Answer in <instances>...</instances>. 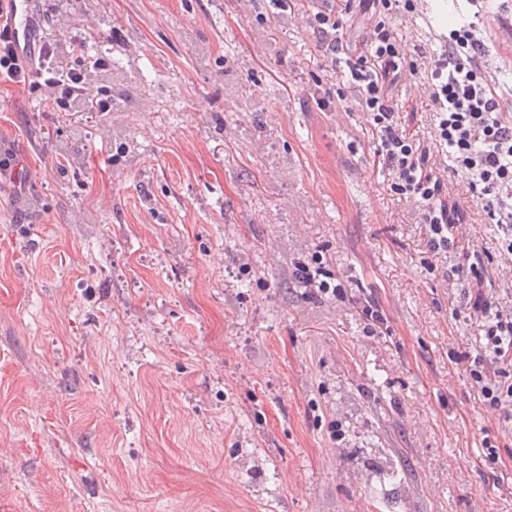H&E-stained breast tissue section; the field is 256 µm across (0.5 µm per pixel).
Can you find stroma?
I'll use <instances>...</instances> for the list:
<instances>
[{
	"label": "stroma",
	"instance_id": "1",
	"mask_svg": "<svg viewBox=\"0 0 512 512\" xmlns=\"http://www.w3.org/2000/svg\"><path fill=\"white\" fill-rule=\"evenodd\" d=\"M31 2L62 64L88 37V82L114 105L0 82V512H512V421L458 358L478 331L448 275L482 258V292L510 301L512 257L443 155L463 237L427 249L315 0ZM395 30L426 79L421 11ZM392 94L434 148L425 100ZM315 255L346 299L306 296L296 266ZM396 459L401 482L380 475Z\"/></svg>",
	"mask_w": 512,
	"mask_h": 512
}]
</instances>
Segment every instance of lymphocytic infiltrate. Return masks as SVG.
Listing matches in <instances>:
<instances>
[{
  "label": "lymphocytic infiltrate",
  "instance_id": "lymphocytic-infiltrate-1",
  "mask_svg": "<svg viewBox=\"0 0 512 512\" xmlns=\"http://www.w3.org/2000/svg\"><path fill=\"white\" fill-rule=\"evenodd\" d=\"M466 4V17L449 25L448 48L431 73L435 136L447 147L453 172L464 178L486 220L496 225L499 247L512 255V118L506 115L502 93L491 87L483 72L482 24L493 11L492 0ZM359 5L370 14L360 46L344 42L343 22L332 0H321L312 28L332 64L348 71L357 103L377 134L375 154L388 172L391 192L419 205L429 251L449 252L458 234L437 206L443 184L428 174L429 158L420 141L401 129L389 95L405 70L392 20L399 11L414 10L415 0H359ZM11 8L10 0H0V81L26 86L38 78L56 101L79 102L88 112L111 111V101L89 89L83 70L52 68L50 44H43L29 60L19 58L8 23ZM474 310L478 344L463 358L482 405L500 410L512 404V308L491 298L475 302Z\"/></svg>",
  "mask_w": 512,
  "mask_h": 512
}]
</instances>
